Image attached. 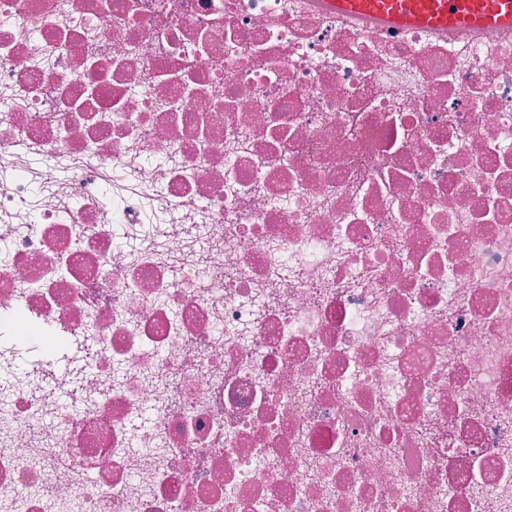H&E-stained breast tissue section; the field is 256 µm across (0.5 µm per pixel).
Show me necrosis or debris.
<instances>
[{"instance_id": "4bbe7bcc", "label": "necrosis or debris", "mask_w": 512, "mask_h": 512, "mask_svg": "<svg viewBox=\"0 0 512 512\" xmlns=\"http://www.w3.org/2000/svg\"><path fill=\"white\" fill-rule=\"evenodd\" d=\"M5 170L0 512H512V32L0 0Z\"/></svg>"}]
</instances>
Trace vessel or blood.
Instances as JSON below:
<instances>
[{
    "instance_id": "vessel-or-blood-1",
    "label": "vessel or blood",
    "mask_w": 512,
    "mask_h": 512,
    "mask_svg": "<svg viewBox=\"0 0 512 512\" xmlns=\"http://www.w3.org/2000/svg\"><path fill=\"white\" fill-rule=\"evenodd\" d=\"M346 19H372L392 29L482 33L512 30V0H325Z\"/></svg>"
}]
</instances>
